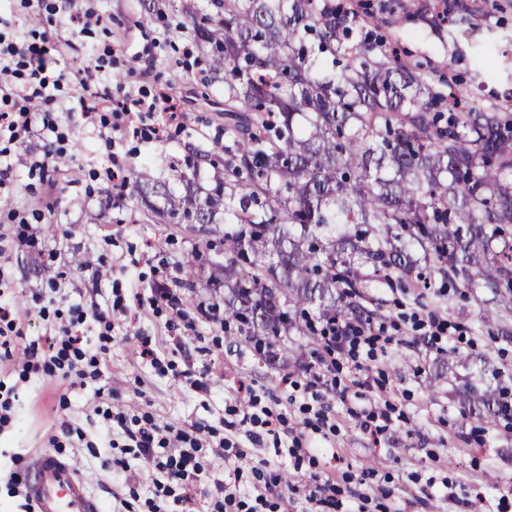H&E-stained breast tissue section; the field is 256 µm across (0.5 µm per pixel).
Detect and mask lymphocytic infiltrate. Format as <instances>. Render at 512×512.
<instances>
[{
  "mask_svg": "<svg viewBox=\"0 0 512 512\" xmlns=\"http://www.w3.org/2000/svg\"><path fill=\"white\" fill-rule=\"evenodd\" d=\"M45 53L44 46L19 42L0 31V133L9 134L6 147L0 148V158L9 157L12 144L29 136L33 129H40L46 137L56 131L54 125L40 123L37 108L57 102L67 73L62 70L48 75ZM122 100L123 108L113 110L110 119L98 118L93 112L87 115L91 125L110 131L108 146L112 149L121 143L119 131L165 109L163 102L147 99L141 89L133 86L124 90ZM89 320L94 321L100 339H110L112 322L104 311L88 312L82 305H73L69 322L58 330L59 342L48 346L43 355L45 372L82 379L86 376L85 366H96V357L88 355L75 332L77 326ZM324 335L330 351L345 355L357 370L366 373L371 372L378 349L395 341L386 322L370 319L333 322ZM123 429L135 457L153 469L156 496L171 497L176 490L194 485L201 467L193 452L202 445L204 425H193L187 431L171 426L135 428L127 423ZM171 446L178 448V456L161 457V450Z\"/></svg>",
  "mask_w": 512,
  "mask_h": 512,
  "instance_id": "obj_1",
  "label": "lymphocytic infiltrate"
}]
</instances>
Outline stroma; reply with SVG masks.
Wrapping results in <instances>:
<instances>
[{
    "mask_svg": "<svg viewBox=\"0 0 512 512\" xmlns=\"http://www.w3.org/2000/svg\"><path fill=\"white\" fill-rule=\"evenodd\" d=\"M360 15L389 19L385 36L401 43L411 59L430 63L453 78L461 98L486 103L512 89V69L489 64V57L512 56V0H448L459 22L435 30L427 22L432 0H353ZM203 0H0V20L13 31L35 34L48 49V73L67 68L69 79L51 117L66 138L68 154L46 175L29 173V159L44 139L29 138L13 149L10 177L0 196V269L8 286L4 296L14 308L17 335L11 356L0 355V392H13L12 420L0 430V512H33L26 482L29 465L49 454L75 460L93 478L98 512H148L150 469L132 463L127 478L113 476L127 458L128 440L120 426H106L98 408L126 417L146 418L157 426L211 427L198 459L205 481L189 489L186 512H213L221 486L263 489L268 474L290 475L267 497L274 512H304L291 486L332 483L365 492V499L343 496L342 512H487L505 502L512 512V427L480 431L461 412L455 386L478 378L492 383L500 369L512 388V340L490 335L482 325L476 296L443 282L424 294L414 288L372 278L366 293L374 315L398 328L399 347L378 354L370 376L350 362H333L321 334L323 323L280 337L279 358L269 365L236 329L224 328L207 308L220 302L223 286L212 278L224 263L211 249L214 233L198 224H156L135 187L113 201L106 176L110 165L104 140L84 116L75 88L91 58L110 51L134 70H149L144 92L171 84L181 102L180 124L164 138L126 135L120 157L127 165L151 164L153 178L184 193L179 176L200 164L201 182L212 187L218 173L213 160L224 155V88L204 87L200 72L209 48L193 36L206 27ZM94 9L101 22L79 33L60 27L55 11L79 14ZM208 162H199L197 151ZM88 257L79 269L72 254ZM195 262V289L182 288L180 269ZM60 283L51 291L48 282ZM172 288L177 304L156 299L154 290ZM54 305H47L48 296ZM100 306L114 330L107 346L88 336L85 348L98 359L96 380L65 379L23 368L26 346L46 349L69 308ZM434 313L447 319V340L429 346L413 328L414 316ZM339 378L349 389L341 400L331 384ZM251 388L272 414H285L283 442L299 435L306 420L296 405L306 388L319 389L329 407L331 429L313 435V461L295 462L252 444L240 415ZM396 404L405 419L387 437L373 442L352 414L354 408ZM230 439L237 455L226 464L217 452Z\"/></svg>",
    "mask_w": 512,
    "mask_h": 512,
    "instance_id": "35a3bbf8",
    "label": "stroma"
}]
</instances>
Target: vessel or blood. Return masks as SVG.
<instances>
[{
	"instance_id": "1",
	"label": "vessel or blood",
	"mask_w": 512,
	"mask_h": 512,
	"mask_svg": "<svg viewBox=\"0 0 512 512\" xmlns=\"http://www.w3.org/2000/svg\"><path fill=\"white\" fill-rule=\"evenodd\" d=\"M89 479L72 463L46 455L27 476L34 512H91Z\"/></svg>"
}]
</instances>
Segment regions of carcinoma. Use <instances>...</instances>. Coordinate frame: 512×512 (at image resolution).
Returning <instances> with one entry per match:
<instances>
[{"instance_id": "carcinoma-1", "label": "carcinoma", "mask_w": 512, "mask_h": 512, "mask_svg": "<svg viewBox=\"0 0 512 512\" xmlns=\"http://www.w3.org/2000/svg\"><path fill=\"white\" fill-rule=\"evenodd\" d=\"M219 43L224 172L204 198L175 195L140 163L156 223L215 224L224 211V319L262 349L299 327L292 309L367 307L358 271L441 278L491 295L494 336L512 335V113L467 106L430 67L399 57L336 0H207ZM332 56V68L321 55ZM478 420L512 419L506 390L466 385Z\"/></svg>"}]
</instances>
